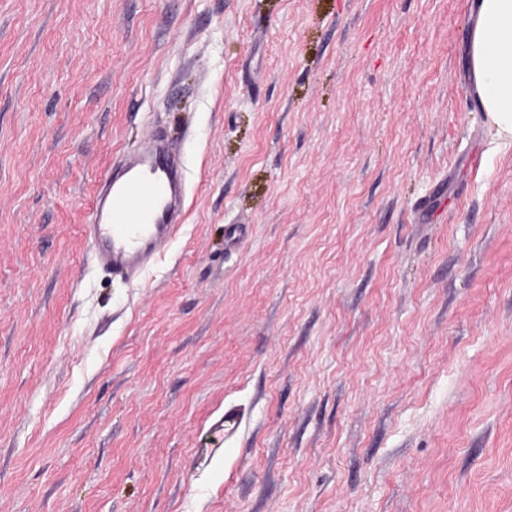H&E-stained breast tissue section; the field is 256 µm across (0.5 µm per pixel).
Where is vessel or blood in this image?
<instances>
[{
    "instance_id": "obj_1",
    "label": "vessel or blood",
    "mask_w": 512,
    "mask_h": 512,
    "mask_svg": "<svg viewBox=\"0 0 512 512\" xmlns=\"http://www.w3.org/2000/svg\"><path fill=\"white\" fill-rule=\"evenodd\" d=\"M183 157L164 133L106 173L87 225L96 263L137 281L161 257L182 221Z\"/></svg>"
}]
</instances>
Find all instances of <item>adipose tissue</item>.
I'll return each mask as SVG.
<instances>
[{
	"mask_svg": "<svg viewBox=\"0 0 512 512\" xmlns=\"http://www.w3.org/2000/svg\"><path fill=\"white\" fill-rule=\"evenodd\" d=\"M467 59L483 111L498 137L512 144V0H480Z\"/></svg>",
	"mask_w": 512,
	"mask_h": 512,
	"instance_id": "1",
	"label": "adipose tissue"
}]
</instances>
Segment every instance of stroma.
<instances>
[{
  "instance_id": "35a3bbf8",
  "label": "stroma",
  "mask_w": 512,
  "mask_h": 512,
  "mask_svg": "<svg viewBox=\"0 0 512 512\" xmlns=\"http://www.w3.org/2000/svg\"><path fill=\"white\" fill-rule=\"evenodd\" d=\"M477 0H0V512H512V145ZM163 130L139 282L85 233ZM468 38L475 94L498 137L512 144V0H478ZM181 151L162 132L104 176L86 230L96 263L131 282L168 249L183 210Z\"/></svg>"
}]
</instances>
